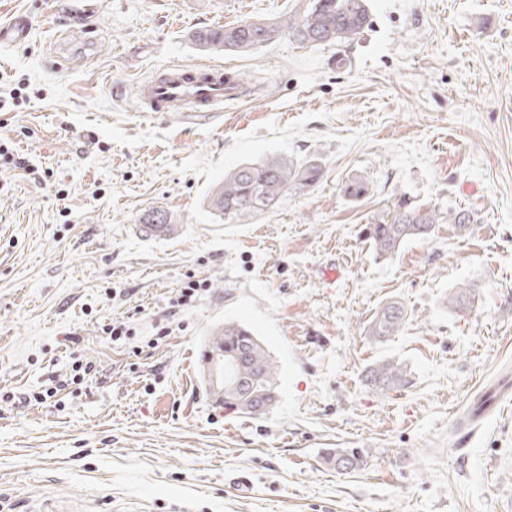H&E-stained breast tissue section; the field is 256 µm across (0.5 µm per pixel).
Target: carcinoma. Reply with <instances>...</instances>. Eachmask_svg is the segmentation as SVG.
Listing matches in <instances>:
<instances>
[{
    "mask_svg": "<svg viewBox=\"0 0 512 512\" xmlns=\"http://www.w3.org/2000/svg\"><path fill=\"white\" fill-rule=\"evenodd\" d=\"M370 25L368 0H308L305 9L279 22L250 21L236 26L202 27L191 35L202 50L217 53H248L271 42L286 38L302 45H344L353 42ZM323 175L315 159L294 162L273 157L247 162L224 174L215 183L210 208L226 224H235L244 216L273 212L292 187L313 186ZM450 223L460 232L478 223L468 210L442 212L436 207L414 205L401 198L391 216L382 215L371 222L370 240L375 256L389 259L405 243L431 239L439 224ZM475 294L468 287L448 293V309L462 313L470 310ZM407 312L398 303H390L376 313L368 335L383 342L396 335ZM224 410L250 415L252 397L266 399L271 412L279 401L277 373L261 341L245 325L224 322ZM365 384L380 393L407 384L406 368L394 360H381L365 370ZM336 470H357L364 456L354 449H338L325 456Z\"/></svg>",
    "mask_w": 512,
    "mask_h": 512,
    "instance_id": "obj_1",
    "label": "carcinoma"
}]
</instances>
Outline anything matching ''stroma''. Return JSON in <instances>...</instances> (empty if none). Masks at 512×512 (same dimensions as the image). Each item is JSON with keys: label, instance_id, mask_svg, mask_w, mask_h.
<instances>
[{"label": "stroma", "instance_id": "1", "mask_svg": "<svg viewBox=\"0 0 512 512\" xmlns=\"http://www.w3.org/2000/svg\"><path fill=\"white\" fill-rule=\"evenodd\" d=\"M95 2L79 51L58 0H0V22L31 26L0 49V94L24 97L0 108V142L36 168L0 167V512H512V400L476 432L457 424L512 370V0H369L357 42L245 55L190 34L308 0ZM173 65L252 91L202 121L144 115L139 84ZM275 155L317 159L323 177L276 213L216 219L211 186ZM356 177L368 193L344 198ZM402 196L480 222L380 260L368 227ZM156 209L172 228L144 236ZM190 276L207 291L172 308ZM461 286L475 291L464 315L446 305ZM392 301L407 319L373 341ZM228 320L276 368L266 416L206 395L196 353ZM110 323L132 336L110 341ZM381 359L406 367V387H366ZM77 363L93 366L78 385ZM336 448L365 465H325Z\"/></svg>", "mask_w": 512, "mask_h": 512}]
</instances>
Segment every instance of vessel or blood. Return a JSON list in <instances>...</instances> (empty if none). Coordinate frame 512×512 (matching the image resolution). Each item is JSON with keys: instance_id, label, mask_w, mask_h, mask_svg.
<instances>
[{"instance_id": "obj_1", "label": "vessel or blood", "mask_w": 512, "mask_h": 512, "mask_svg": "<svg viewBox=\"0 0 512 512\" xmlns=\"http://www.w3.org/2000/svg\"><path fill=\"white\" fill-rule=\"evenodd\" d=\"M30 33L25 16H16L8 25L0 26V47L24 42ZM232 92L224 86V71L216 67L188 70L167 67L140 87L138 96L145 111L175 112L191 119H202L221 109ZM223 339L210 336L197 353V364L207 396L213 406L224 400Z\"/></svg>"}]
</instances>
